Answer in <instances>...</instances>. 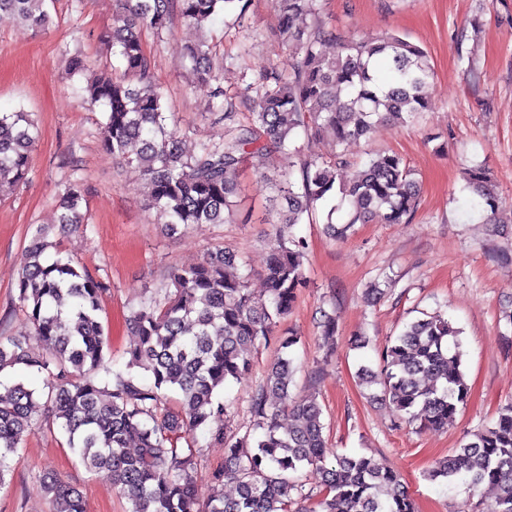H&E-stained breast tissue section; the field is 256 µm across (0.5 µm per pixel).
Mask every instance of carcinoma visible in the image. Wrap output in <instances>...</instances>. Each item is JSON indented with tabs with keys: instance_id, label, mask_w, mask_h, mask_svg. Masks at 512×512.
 Masks as SVG:
<instances>
[{
	"instance_id": "obj_1",
	"label": "carcinoma",
	"mask_w": 512,
	"mask_h": 512,
	"mask_svg": "<svg viewBox=\"0 0 512 512\" xmlns=\"http://www.w3.org/2000/svg\"><path fill=\"white\" fill-rule=\"evenodd\" d=\"M117 2L112 54L122 74L82 88L83 100L103 109V146L147 181L150 204L170 228L231 222L240 173L251 166L272 192L268 223L279 225L263 274L264 294L248 288V275L230 273L239 262L230 251L170 267L167 287L132 309L128 326L137 341L127 351L126 371L114 373L99 318L103 284L73 260L49 257L52 244L38 227L17 280V300L44 352L31 353L24 336L0 337V372L20 365L46 375L47 402L68 448L88 472L112 474L130 503L128 512H417L400 475L372 458L338 453L326 464L328 439L317 396L298 399L292 393L294 367L285 353L299 338H277L279 323L306 287L305 243L294 227L313 222L318 203L334 192L345 204L341 223H333L336 208L326 215L334 238L357 224H409L418 207L416 177L398 154L385 151L351 173L342 154L308 156L274 171L268 159L274 153L300 155V137L326 128L345 146L369 138L381 125L417 120L429 109L427 89L434 78L427 52L395 33L356 38L329 27L321 19L322 0H279L278 36L289 50L288 71L272 65L230 96L213 74L208 41L185 47L192 69L210 87V115L224 123L223 141H203L187 154L168 128L165 92L155 81L142 33L159 34L176 16L203 30L221 13L241 27L251 0ZM0 13L37 28L52 22L46 0H0ZM328 46L334 47L331 55ZM38 136L29 113L0 111V190L25 180ZM465 181L481 198L488 221H495L487 170L469 167ZM82 200L79 182L63 185L62 229L84 225ZM459 334L448 319L426 313L377 350V369L360 368V380L380 388L398 420L444 429L469 396ZM275 339L282 356L250 399L261 433L238 438L213 428L225 411L218 391L251 370L252 349ZM101 372L114 380L100 381ZM39 407L36 390L0 381V488L10 472L8 460L38 423ZM285 410L291 424L283 430L278 417ZM201 428L224 444V469L213 479L219 486L234 484L232 497L217 490L205 496L193 480L197 451L188 438ZM307 467L322 473L317 496L303 492L293 477ZM429 477L460 481L473 491L491 486L496 494L487 512H512V406L437 460ZM44 489L51 494V512H85L77 488L51 481Z\"/></svg>"
}]
</instances>
